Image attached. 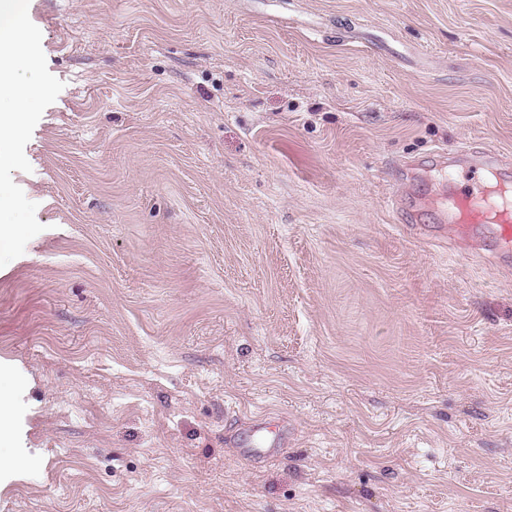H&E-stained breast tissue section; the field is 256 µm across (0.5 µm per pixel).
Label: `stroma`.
I'll list each match as a JSON object with an SVG mask.
<instances>
[{"label":"stroma","instance_id":"35a3bbf8","mask_svg":"<svg viewBox=\"0 0 512 512\" xmlns=\"http://www.w3.org/2000/svg\"><path fill=\"white\" fill-rule=\"evenodd\" d=\"M0 512H512V0H30ZM260 428L280 454L232 436ZM474 167L479 172L477 181L468 186H459L456 176L464 165ZM433 165L440 167L448 174V205L441 207L436 215L438 224H455L461 206L475 208L472 223L475 224L476 234L462 245L470 251L486 250L490 244L496 246L495 253L498 263L501 259L510 262L512 255V199L508 171L500 168L497 156L489 152H475L470 156L436 153ZM491 182H494L493 184ZM499 186L506 193L493 194L491 188ZM486 208H493L508 215L511 223H487L482 217Z\"/></svg>","mask_w":512,"mask_h":512}]
</instances>
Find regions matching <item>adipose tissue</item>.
Instances as JSON below:
<instances>
[{"label": "adipose tissue", "instance_id": "ef3b65f1", "mask_svg": "<svg viewBox=\"0 0 512 512\" xmlns=\"http://www.w3.org/2000/svg\"><path fill=\"white\" fill-rule=\"evenodd\" d=\"M29 13V0H0V168L14 163V137L32 106L9 80L10 73L29 59L24 40Z\"/></svg>", "mask_w": 512, "mask_h": 512}]
</instances>
